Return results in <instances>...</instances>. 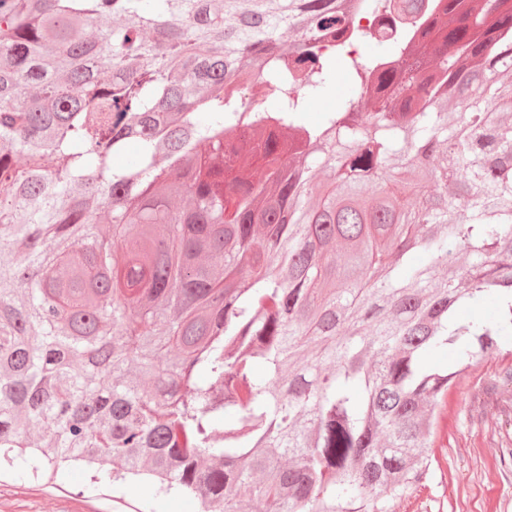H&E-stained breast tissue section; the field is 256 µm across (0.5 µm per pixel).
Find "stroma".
I'll return each instance as SVG.
<instances>
[{
	"instance_id": "1",
	"label": "stroma",
	"mask_w": 512,
	"mask_h": 512,
	"mask_svg": "<svg viewBox=\"0 0 512 512\" xmlns=\"http://www.w3.org/2000/svg\"><path fill=\"white\" fill-rule=\"evenodd\" d=\"M423 485L392 512H512V338L467 368L450 386ZM0 512H199L187 495L155 496L136 483L91 484L81 464L58 476L22 477L0 467Z\"/></svg>"
}]
</instances>
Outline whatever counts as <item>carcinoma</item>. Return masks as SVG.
<instances>
[{
    "label": "carcinoma",
    "mask_w": 512,
    "mask_h": 512,
    "mask_svg": "<svg viewBox=\"0 0 512 512\" xmlns=\"http://www.w3.org/2000/svg\"><path fill=\"white\" fill-rule=\"evenodd\" d=\"M504 291L512 0H0V465L391 512ZM349 94L346 72L337 64L336 77L330 91L311 100L309 112L306 114L308 120L313 123L320 122L327 112L338 110Z\"/></svg>",
    "instance_id": "cac0c4a2"
}]
</instances>
